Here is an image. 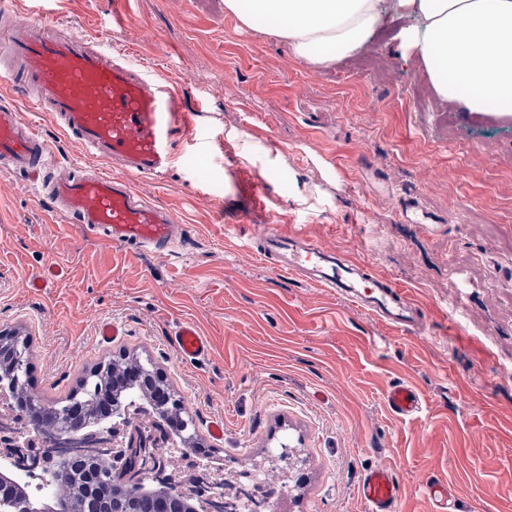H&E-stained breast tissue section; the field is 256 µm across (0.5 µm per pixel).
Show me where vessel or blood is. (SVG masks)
<instances>
[{
  "mask_svg": "<svg viewBox=\"0 0 512 512\" xmlns=\"http://www.w3.org/2000/svg\"><path fill=\"white\" fill-rule=\"evenodd\" d=\"M0 55L13 62L9 94L0 99V160L23 174L53 212L87 226L111 247L169 253L182 243L188 230L180 216L130 182L163 176L178 139L193 131L196 114L181 90L158 72L94 48L84 35L50 32L35 16L13 22L0 36ZM23 102L49 113L70 138L80 160L67 174H59L60 159L21 112ZM251 248L267 267L335 291L381 324L398 329L426 319L406 288L282 225H260ZM173 345L186 362L208 354L207 341L189 322L178 324ZM386 402L402 417L416 416L425 404L405 383L392 385ZM359 497L365 512H397L401 487L379 467L363 477Z\"/></svg>",
  "mask_w": 512,
  "mask_h": 512,
  "instance_id": "1",
  "label": "vessel or blood"
}]
</instances>
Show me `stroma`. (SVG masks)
<instances>
[{"mask_svg": "<svg viewBox=\"0 0 512 512\" xmlns=\"http://www.w3.org/2000/svg\"><path fill=\"white\" fill-rule=\"evenodd\" d=\"M6 3L128 51L197 112L168 172L132 180L188 224L173 254L107 247L0 172V330L30 343L33 392L57 402L99 363L151 365L212 449H171L167 471L181 483L208 465V498L285 445L295 467L272 471V512H363L375 466L399 482V512H431L429 481L455 490L456 512H512V114L440 101L400 46L406 18L319 69L224 0ZM271 218L393 278L425 324L382 326L265 268L249 244ZM52 264L61 275L32 289ZM104 320L122 334L102 344ZM181 321L207 339L203 361L177 359ZM399 381L427 397L419 416L389 410Z\"/></svg>", "mask_w": 512, "mask_h": 512, "instance_id": "35a3bbf8", "label": "stroma"}]
</instances>
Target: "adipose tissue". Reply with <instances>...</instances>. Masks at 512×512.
<instances>
[{"instance_id":"1","label":"adipose tissue","mask_w":512,"mask_h":512,"mask_svg":"<svg viewBox=\"0 0 512 512\" xmlns=\"http://www.w3.org/2000/svg\"><path fill=\"white\" fill-rule=\"evenodd\" d=\"M386 8L414 18L402 42L420 55L440 100L512 112V0H224L245 26L271 23V35L316 67L361 50Z\"/></svg>"}]
</instances>
